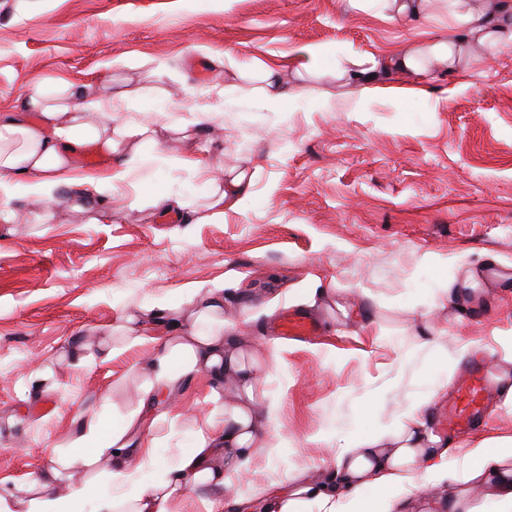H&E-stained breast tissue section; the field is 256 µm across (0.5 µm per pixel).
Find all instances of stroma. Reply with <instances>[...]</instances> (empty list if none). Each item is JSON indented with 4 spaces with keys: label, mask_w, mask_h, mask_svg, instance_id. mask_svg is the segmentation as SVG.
<instances>
[{
    "label": "stroma",
    "mask_w": 512,
    "mask_h": 512,
    "mask_svg": "<svg viewBox=\"0 0 512 512\" xmlns=\"http://www.w3.org/2000/svg\"><path fill=\"white\" fill-rule=\"evenodd\" d=\"M428 12L423 23L351 0H0V114L61 79L95 96L149 90L118 116L146 132L140 165L112 189L111 221L66 207L53 224L0 225V492L21 494L51 467L49 447L68 446L78 418L124 425L145 364L176 332L147 320L136 344L119 325L160 303L187 307L199 287L223 285L224 319L260 365L264 444L232 479L246 502L298 475L327 479L353 441L455 398L462 344L512 379V48L472 45L469 66L421 86L363 92L337 77L349 54L447 35L437 0ZM305 46L323 51L312 75ZM266 66L290 89L277 111L249 79ZM233 166L252 177L248 199L201 222L211 177ZM158 195L192 208L149 207ZM287 309L314 317L317 336L274 334ZM233 401L231 384L200 372L152 404L141 485ZM491 408L450 446L458 473L471 448L512 435L503 393ZM70 474L88 490L75 512L126 491L80 465Z\"/></svg>",
    "instance_id": "stroma-1"
}]
</instances>
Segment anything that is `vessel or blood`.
Masks as SVG:
<instances>
[{"instance_id": "obj_1", "label": "vessel or blood", "mask_w": 512, "mask_h": 512, "mask_svg": "<svg viewBox=\"0 0 512 512\" xmlns=\"http://www.w3.org/2000/svg\"><path fill=\"white\" fill-rule=\"evenodd\" d=\"M280 333L289 338L305 340L315 335L316 326L303 314L289 311L281 320ZM495 377V372L485 365L468 370L455 403L438 414V420L445 429L462 433L482 419L484 396Z\"/></svg>"}]
</instances>
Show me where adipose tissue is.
<instances>
[{
    "label": "adipose tissue",
    "mask_w": 512,
    "mask_h": 512,
    "mask_svg": "<svg viewBox=\"0 0 512 512\" xmlns=\"http://www.w3.org/2000/svg\"><path fill=\"white\" fill-rule=\"evenodd\" d=\"M450 24L447 37H438L415 48L381 57L357 58L352 68L340 69L345 83L377 82L392 76L428 77L431 67L456 71L468 58L471 43L492 46L512 43V15L496 5L475 6L471 0H443ZM129 97L117 90L103 98L91 97L84 84L59 81L29 93L17 112L0 119V224H51L53 204L61 190L77 186L81 193L77 210L90 213L93 223L112 217V186L124 180L140 158L128 140L134 128L118 125L114 114ZM93 146L117 156L120 165L99 176L83 171L79 158ZM210 203L211 219L225 210L238 209L251 185L246 173L214 175ZM39 201L38 209L20 211L18 201ZM191 328L186 335L168 341L149 361L151 381L144 397L152 401L173 396L185 379L196 372L207 373L215 382L233 378L236 401L223 412L204 419L196 448L181 454L175 466L162 468L150 487L134 483L133 457L149 459L152 448H135L131 429L144 425L143 415H134L124 430L107 434L93 422L81 423L73 445L78 455L57 453L54 466L34 475L25 494L17 501L0 495V512H73L75 502L85 496L84 486L67 484L73 463L85 467L101 461L111 465L110 476L124 478L128 494L99 500L96 512H169L168 505L191 486L229 488L231 477L243 473L258 448L265 424L257 412L259 390L255 371L246 359L244 342L224 320L222 289H209L194 306ZM393 447L381 438L354 442L331 463L327 480L297 477L288 490L276 493L269 512H300L309 500L322 512H336V499L345 496L358 504L363 489L376 484L385 492L381 512H408L401 488L412 466L425 463L436 482L457 481L448 467L447 449L437 447L423 422L421 408L405 413L393 432ZM497 449H471L473 465L468 480L487 485L497 505L496 512H512V436L496 441Z\"/></svg>",
    "instance_id": "adipose-tissue-1"
}]
</instances>
